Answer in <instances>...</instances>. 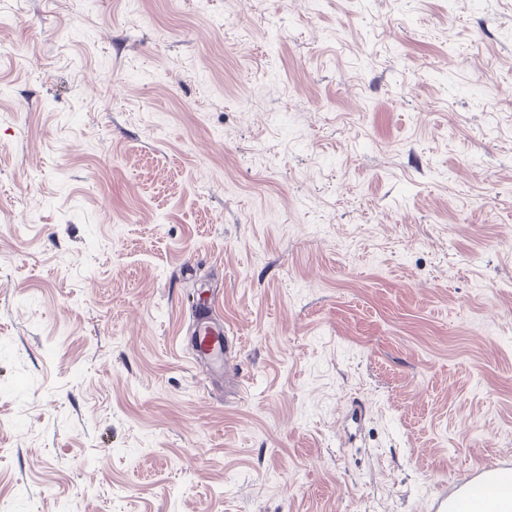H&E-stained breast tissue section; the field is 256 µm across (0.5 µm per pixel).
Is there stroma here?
Segmentation results:
<instances>
[{"label": "stroma", "instance_id": "stroma-1", "mask_svg": "<svg viewBox=\"0 0 512 512\" xmlns=\"http://www.w3.org/2000/svg\"><path fill=\"white\" fill-rule=\"evenodd\" d=\"M505 459L512 0H0V512H428ZM212 315L210 306L198 307L197 343L191 357L196 365H203L211 375L224 376L239 352L229 347L224 326Z\"/></svg>", "mask_w": 512, "mask_h": 512}]
</instances>
